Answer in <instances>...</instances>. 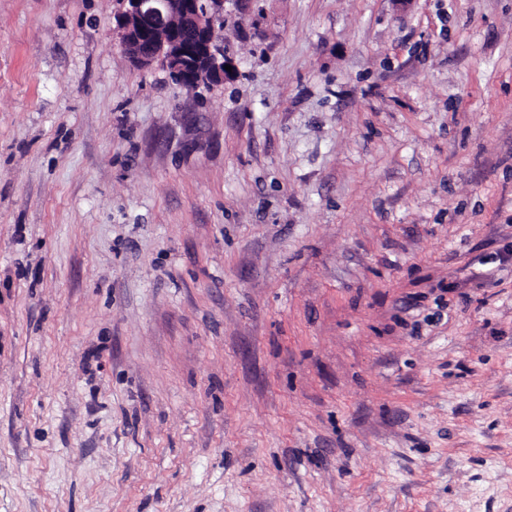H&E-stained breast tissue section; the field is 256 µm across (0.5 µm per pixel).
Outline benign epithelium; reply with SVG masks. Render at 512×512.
I'll use <instances>...</instances> for the list:
<instances>
[{
	"label": "benign epithelium",
	"mask_w": 512,
	"mask_h": 512,
	"mask_svg": "<svg viewBox=\"0 0 512 512\" xmlns=\"http://www.w3.org/2000/svg\"><path fill=\"white\" fill-rule=\"evenodd\" d=\"M117 16L123 47L132 46V62L147 69L159 62L176 83L198 88L232 80L236 72L216 41V23L224 21V0H124Z\"/></svg>",
	"instance_id": "1"
}]
</instances>
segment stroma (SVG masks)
<instances>
[{
	"label": "stroma",
	"instance_id": "35a3bbf8",
	"mask_svg": "<svg viewBox=\"0 0 512 512\" xmlns=\"http://www.w3.org/2000/svg\"><path fill=\"white\" fill-rule=\"evenodd\" d=\"M0 0V512H512V0ZM117 16L124 49L142 69L160 62L177 84L198 88L232 80L236 70L216 41V22L224 21V0H123ZM232 66V72L225 69Z\"/></svg>",
	"mask_w": 512,
	"mask_h": 512
}]
</instances>
